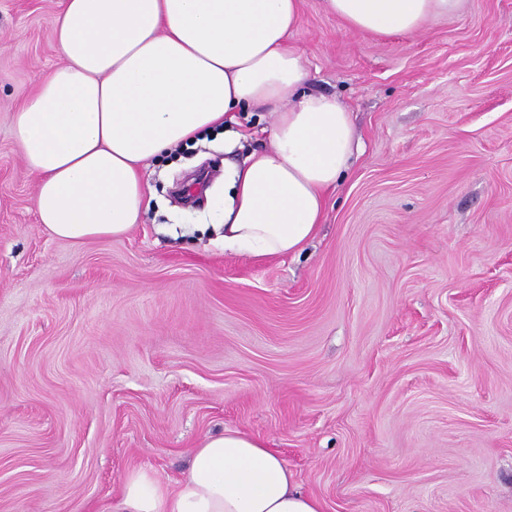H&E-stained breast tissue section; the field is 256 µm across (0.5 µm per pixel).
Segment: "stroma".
<instances>
[{
  "mask_svg": "<svg viewBox=\"0 0 512 512\" xmlns=\"http://www.w3.org/2000/svg\"><path fill=\"white\" fill-rule=\"evenodd\" d=\"M62 2L0 0V512H108L227 428L323 512H512V0L382 37L301 0L309 88L362 149L314 240L265 258L170 229L220 223L177 190L268 148V112L234 113L232 153L142 166L121 239L38 224L11 118L62 62Z\"/></svg>",
  "mask_w": 512,
  "mask_h": 512,
  "instance_id": "35a3bbf8",
  "label": "stroma"
}]
</instances>
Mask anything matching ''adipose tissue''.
I'll list each match as a JSON object with an SVG mask.
<instances>
[{
    "instance_id": "obj_1",
    "label": "adipose tissue",
    "mask_w": 512,
    "mask_h": 512,
    "mask_svg": "<svg viewBox=\"0 0 512 512\" xmlns=\"http://www.w3.org/2000/svg\"><path fill=\"white\" fill-rule=\"evenodd\" d=\"M465 0H323L350 29L413 34L457 16ZM300 0H64L53 20L63 63L12 116V136L38 176L34 202L53 238L119 239L140 222V168L227 130L229 113L271 112V145L224 166V250L298 254L314 238L359 139L337 99L307 90L291 40ZM115 512H322L276 453L234 429L205 437L187 472L167 485L149 471L124 478Z\"/></svg>"
}]
</instances>
